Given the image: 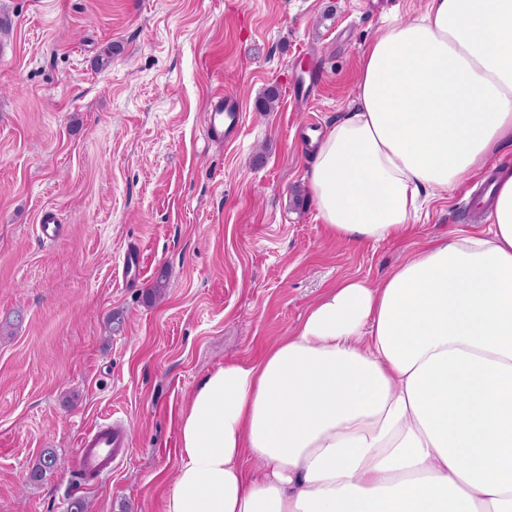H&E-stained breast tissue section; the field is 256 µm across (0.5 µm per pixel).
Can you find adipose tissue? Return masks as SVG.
Instances as JSON below:
<instances>
[{"label": "adipose tissue", "instance_id": "1", "mask_svg": "<svg viewBox=\"0 0 512 512\" xmlns=\"http://www.w3.org/2000/svg\"><path fill=\"white\" fill-rule=\"evenodd\" d=\"M306 169L330 236L400 237L512 154V0H427L379 30ZM487 230L347 279L179 418L161 512H512V167Z\"/></svg>", "mask_w": 512, "mask_h": 512}]
</instances>
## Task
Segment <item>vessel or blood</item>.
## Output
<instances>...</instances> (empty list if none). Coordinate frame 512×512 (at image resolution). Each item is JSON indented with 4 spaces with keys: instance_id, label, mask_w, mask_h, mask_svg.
Instances as JSON below:
<instances>
[{
    "instance_id": "vessel-or-blood-1",
    "label": "vessel or blood",
    "mask_w": 512,
    "mask_h": 512,
    "mask_svg": "<svg viewBox=\"0 0 512 512\" xmlns=\"http://www.w3.org/2000/svg\"><path fill=\"white\" fill-rule=\"evenodd\" d=\"M242 102L228 93L215 94L208 104L207 136L234 143L244 126ZM129 446V436L121 424L102 422L85 430L78 440L77 469L80 474L102 479L111 475L116 459Z\"/></svg>"
}]
</instances>
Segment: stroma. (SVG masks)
<instances>
[{
    "label": "stroma",
    "instance_id": "35a3bbf8",
    "mask_svg": "<svg viewBox=\"0 0 512 512\" xmlns=\"http://www.w3.org/2000/svg\"><path fill=\"white\" fill-rule=\"evenodd\" d=\"M425 2L0 0V512H160L206 375L258 358L329 287L484 229L475 180L398 239L333 240L303 179V123L341 118L379 29ZM272 87L276 108L257 111ZM219 92L245 108L232 144L207 137ZM47 209L60 241L39 235ZM113 416L130 446L86 481L78 438ZM47 450L54 470L32 479Z\"/></svg>",
    "mask_w": 512,
    "mask_h": 512
}]
</instances>
